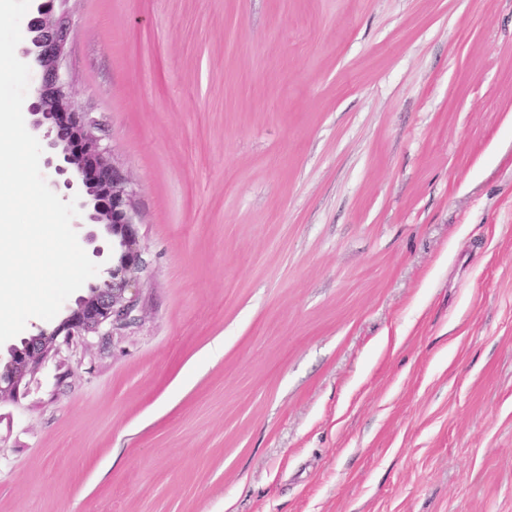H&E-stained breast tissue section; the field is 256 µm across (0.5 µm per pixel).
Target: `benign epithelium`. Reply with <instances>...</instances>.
<instances>
[{
	"label": "benign epithelium",
	"instance_id": "1",
	"mask_svg": "<svg viewBox=\"0 0 512 512\" xmlns=\"http://www.w3.org/2000/svg\"><path fill=\"white\" fill-rule=\"evenodd\" d=\"M19 56L41 70V80L26 111L33 126L44 130L45 166L54 175L53 185L63 186L67 199H77L80 218L103 224L117 242L125 262L108 270L102 284L89 285V294L68 308L52 339L33 344L15 365L13 373L0 380V402L14 399L27 377L63 345H71L105 329L123 327L139 303V284L144 270L145 247L135 228L134 192L127 177L94 133L87 112L76 107L62 61L74 31L64 13H55L56 3L67 0H32Z\"/></svg>",
	"mask_w": 512,
	"mask_h": 512
}]
</instances>
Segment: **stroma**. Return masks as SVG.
Segmentation results:
<instances>
[{"mask_svg":"<svg viewBox=\"0 0 512 512\" xmlns=\"http://www.w3.org/2000/svg\"><path fill=\"white\" fill-rule=\"evenodd\" d=\"M66 9L142 309L0 404V512H512V0Z\"/></svg>","mask_w":512,"mask_h":512,"instance_id":"obj_1","label":"stroma"}]
</instances>
